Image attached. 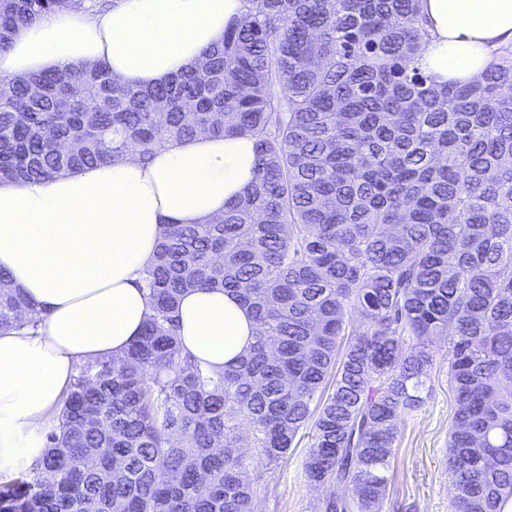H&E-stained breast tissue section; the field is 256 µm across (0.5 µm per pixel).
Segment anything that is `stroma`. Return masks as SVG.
<instances>
[{
  "instance_id": "obj_1",
  "label": "stroma",
  "mask_w": 512,
  "mask_h": 512,
  "mask_svg": "<svg viewBox=\"0 0 512 512\" xmlns=\"http://www.w3.org/2000/svg\"><path fill=\"white\" fill-rule=\"evenodd\" d=\"M432 351L424 402L405 415L395 444L382 512H451L448 432L456 400L448 384L447 338H434ZM307 450L308 441L303 438L279 465L270 467L250 458L255 512H314L323 493L305 476Z\"/></svg>"
}]
</instances>
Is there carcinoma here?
<instances>
[{
    "mask_svg": "<svg viewBox=\"0 0 512 512\" xmlns=\"http://www.w3.org/2000/svg\"><path fill=\"white\" fill-rule=\"evenodd\" d=\"M107 0H0L19 24ZM170 82L101 65L0 81V181L110 164L199 132L247 134L258 168L208 224H169L141 276L142 336L77 366L0 512H254L242 448L269 464L308 436L315 512H380L405 414L448 337L453 512L512 500V48L482 78L414 59L421 0H245ZM189 288L235 293L255 340L210 370L183 351ZM42 311L0 272V330ZM122 473L105 478L109 470Z\"/></svg>",
    "mask_w": 512,
    "mask_h": 512,
    "instance_id": "carcinoma-1",
    "label": "carcinoma"
}]
</instances>
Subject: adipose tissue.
<instances>
[{"label": "adipose tissue", "instance_id": "ef3b65f1", "mask_svg": "<svg viewBox=\"0 0 512 512\" xmlns=\"http://www.w3.org/2000/svg\"><path fill=\"white\" fill-rule=\"evenodd\" d=\"M430 38L418 66L437 82L481 78L512 45V0H422ZM245 15L243 0H113L20 26L0 51V79L104 64L132 88L189 70ZM250 136L192 139L24 185L0 182V270L46 317L0 331V467L38 455L78 364L116 358L142 334L138 287L167 225L205 224L255 180ZM182 348L215 370L255 335L249 309L221 289L191 288L178 304Z\"/></svg>", "mask_w": 512, "mask_h": 512}]
</instances>
